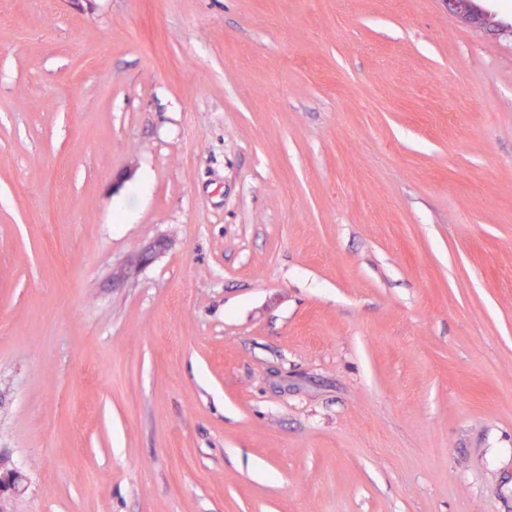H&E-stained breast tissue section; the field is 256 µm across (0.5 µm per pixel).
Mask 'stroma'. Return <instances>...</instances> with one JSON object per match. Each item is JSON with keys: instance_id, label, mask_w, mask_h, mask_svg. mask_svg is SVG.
<instances>
[{"instance_id": "1", "label": "stroma", "mask_w": 512, "mask_h": 512, "mask_svg": "<svg viewBox=\"0 0 512 512\" xmlns=\"http://www.w3.org/2000/svg\"><path fill=\"white\" fill-rule=\"evenodd\" d=\"M1 459L11 512H512V41L0 0Z\"/></svg>"}]
</instances>
